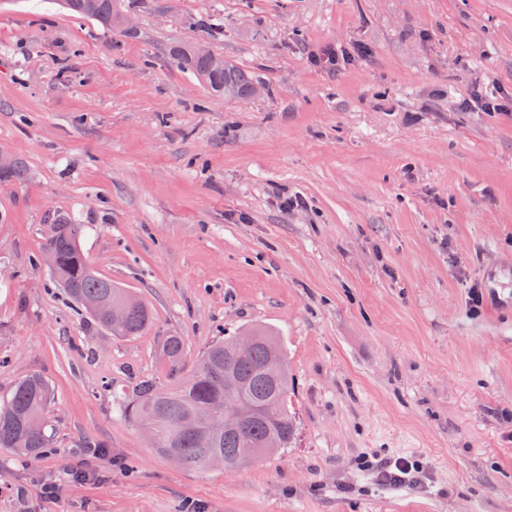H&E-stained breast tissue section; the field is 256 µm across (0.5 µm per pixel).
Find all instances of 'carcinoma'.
<instances>
[{
	"mask_svg": "<svg viewBox=\"0 0 512 512\" xmlns=\"http://www.w3.org/2000/svg\"><path fill=\"white\" fill-rule=\"evenodd\" d=\"M73 14L95 20L107 32L118 31L127 38L134 33L122 28L120 0H63ZM169 57L176 66L197 76L216 96L230 99H248L258 84L249 72L225 64L212 67L208 58L195 54L189 44L172 47ZM26 162L13 155L9 167L0 170V179L7 183H22L29 179ZM86 225L75 224L65 216H58L45 231L41 253L54 256L50 273L53 281L63 288L67 299L85 311L95 325L114 336H139L152 323L149 307L129 291L97 273L85 257L81 241ZM125 298L130 302L126 320L119 327L109 324L107 318L93 311L102 300ZM256 347L245 359H237L233 352L234 337L218 339L202 354L193 372L174 384H163L153 378L139 381L123 404L125 417L153 436L156 452L165 457L177 453L178 466L187 470L203 471L206 462L217 457L224 468L233 470L247 465L248 449H260L271 436L279 438L286 448L295 439L297 423L288 409L289 377L283 372L271 380L264 368L268 361L279 359L288 363L287 351L280 338L263 329L253 330ZM185 355V338L171 335L159 344V359L169 376H176ZM242 383L238 396L256 408L241 434H228L210 443L205 442L204 428L188 422L202 409L224 410V400L234 397L224 394V372ZM54 393L48 380L31 373L0 397V448L22 457H37L54 444V427L48 416Z\"/></svg>",
	"mask_w": 512,
	"mask_h": 512,
	"instance_id": "obj_1",
	"label": "carcinoma"
}]
</instances>
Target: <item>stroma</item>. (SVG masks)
I'll list each match as a JSON object with an SVG mask.
<instances>
[{
	"instance_id": "35a3bbf8",
	"label": "stroma",
	"mask_w": 512,
	"mask_h": 512,
	"mask_svg": "<svg viewBox=\"0 0 512 512\" xmlns=\"http://www.w3.org/2000/svg\"><path fill=\"white\" fill-rule=\"evenodd\" d=\"M131 12L125 38L0 0V148L31 171L0 185V395L43 374L56 429L51 454L0 449V512H512V0ZM197 41L263 93L169 63ZM479 88L503 111L462 108ZM60 215L149 305L144 334L88 325L38 264ZM250 327L286 348L295 442L235 471L158 455L121 407L163 378L161 338H185L186 376ZM85 440L104 453L80 482ZM402 460L408 480L383 475Z\"/></svg>"
}]
</instances>
